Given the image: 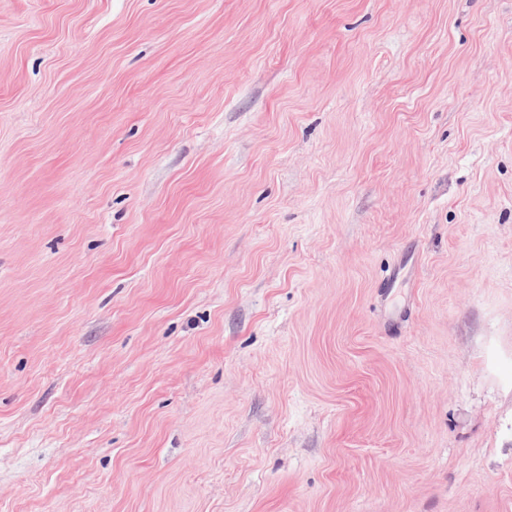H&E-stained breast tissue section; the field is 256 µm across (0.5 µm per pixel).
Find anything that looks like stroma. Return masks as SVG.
Returning <instances> with one entry per match:
<instances>
[{"label":"stroma","instance_id":"obj_1","mask_svg":"<svg viewBox=\"0 0 512 512\" xmlns=\"http://www.w3.org/2000/svg\"><path fill=\"white\" fill-rule=\"evenodd\" d=\"M0 512H512V0H0Z\"/></svg>","mask_w":512,"mask_h":512}]
</instances>
